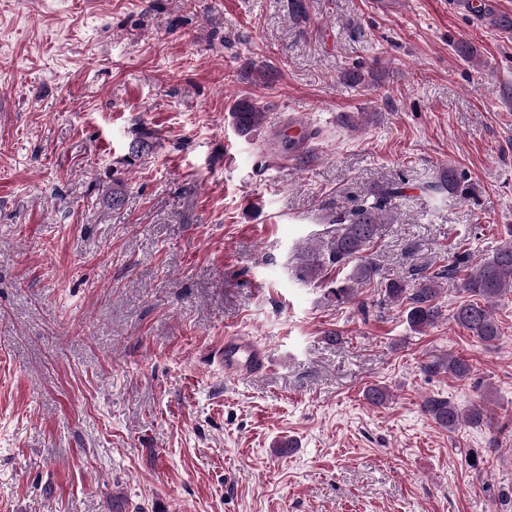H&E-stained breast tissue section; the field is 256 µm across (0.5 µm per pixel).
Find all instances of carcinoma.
Returning <instances> with one entry per match:
<instances>
[{"label": "carcinoma", "instance_id": "1", "mask_svg": "<svg viewBox=\"0 0 512 512\" xmlns=\"http://www.w3.org/2000/svg\"><path fill=\"white\" fill-rule=\"evenodd\" d=\"M473 12L487 17L489 24L495 28L512 29V16L492 10L485 2L473 8ZM231 118L238 132L247 134L265 121L266 112L257 101L242 99L231 112ZM430 190L466 198L475 194V185L466 174L450 167L440 175L437 182L430 185ZM400 194V188L391 186L373 202L363 201L356 205L341 218L342 231L336 235L328 255L302 260L297 273L299 279L319 282L338 304L354 298L358 290L378 281L379 268L363 257V253L374 242L378 226L388 221V200ZM348 264L351 265V271L346 278L339 281L327 280V268ZM439 279L438 273L424 276L414 288H408L398 280H389L384 284V296L388 300L406 304V322L411 330L421 333L438 322L441 316V307L437 303ZM511 290L512 244L507 243L488 258L466 267L460 288L464 301L455 307L453 321L482 344L495 345L500 338V328L492 306L498 297ZM432 367L444 368L459 378H466L472 372L471 364L462 355L450 354L445 360L434 362ZM365 398L374 406H383L389 399V393L386 387L373 385L366 390ZM422 408L436 424L450 431L463 425L479 426L485 416L482 403H474L463 411L446 399L428 398Z\"/></svg>", "mask_w": 512, "mask_h": 512}]
</instances>
